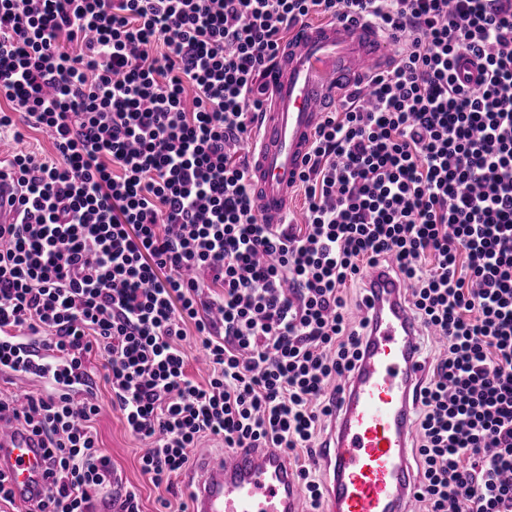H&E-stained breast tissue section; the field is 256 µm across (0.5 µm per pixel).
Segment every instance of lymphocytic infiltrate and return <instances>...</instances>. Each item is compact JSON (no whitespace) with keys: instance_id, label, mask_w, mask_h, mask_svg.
I'll use <instances>...</instances> for the list:
<instances>
[{"instance_id":"lymphocytic-infiltrate-1","label":"lymphocytic infiltrate","mask_w":512,"mask_h":512,"mask_svg":"<svg viewBox=\"0 0 512 512\" xmlns=\"http://www.w3.org/2000/svg\"><path fill=\"white\" fill-rule=\"evenodd\" d=\"M314 15L397 54L370 103L326 112L303 223L263 224L249 155L226 147L248 145L260 75ZM8 130L56 153L8 160L22 216L0 225V373L44 385L0 399L44 451L23 512H94L115 483L102 385L154 486L213 437L304 457L318 512L314 445L363 332L345 290L380 259L443 346L415 419L422 512H512V0H0ZM21 147L27 152L35 154L39 160H49L54 157L51 141L45 134L40 132L28 131L21 143Z\"/></svg>"}]
</instances>
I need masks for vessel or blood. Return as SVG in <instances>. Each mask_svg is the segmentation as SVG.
<instances>
[{
	"mask_svg": "<svg viewBox=\"0 0 512 512\" xmlns=\"http://www.w3.org/2000/svg\"><path fill=\"white\" fill-rule=\"evenodd\" d=\"M394 48L377 28L332 21L301 23L266 70L273 97L251 146V187L265 224L286 221L302 161L325 112L368 76L389 68ZM21 187L0 167V225L19 221ZM360 357L332 400L329 432L318 450L325 512H413L417 481L411 445L418 384L426 364L416 352L422 326L407 286L383 263L364 273ZM45 467L36 440L0 429V470L16 496L42 495ZM298 473L274 448L203 455L190 482L189 512H308Z\"/></svg>",
	"mask_w": 512,
	"mask_h": 512,
	"instance_id": "b4317fda",
	"label": "vessel or blood"
}]
</instances>
